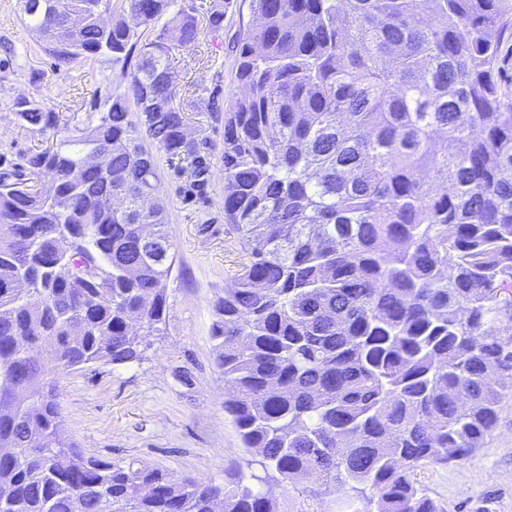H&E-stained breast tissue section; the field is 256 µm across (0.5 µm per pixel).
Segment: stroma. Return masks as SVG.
Segmentation results:
<instances>
[{"label":"stroma","instance_id":"35a3bbf8","mask_svg":"<svg viewBox=\"0 0 512 512\" xmlns=\"http://www.w3.org/2000/svg\"><path fill=\"white\" fill-rule=\"evenodd\" d=\"M253 19L251 0H230L224 29L203 32L199 44L177 52L179 99L200 104L187 129L206 158L201 189L158 155L157 167L175 264L167 281L165 321L144 337L139 363H98L58 379L64 434L85 455L119 466L146 465L173 475L220 483L225 471L254 473L255 452L244 448L224 411V379L215 364L214 304L245 255L224 221V115L241 93L237 46ZM111 57L78 59L59 70L23 12L22 0H0V162L22 164L103 111L121 86ZM54 112L56 128L28 125L17 103ZM418 479L447 512H512V393L504 395L482 448L462 461L422 469ZM276 512H368L361 490L337 489L333 478L293 481L269 473L257 482Z\"/></svg>","mask_w":512,"mask_h":512}]
</instances>
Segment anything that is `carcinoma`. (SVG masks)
<instances>
[{
    "label": "carcinoma",
    "instance_id": "cac0c4a2",
    "mask_svg": "<svg viewBox=\"0 0 512 512\" xmlns=\"http://www.w3.org/2000/svg\"><path fill=\"white\" fill-rule=\"evenodd\" d=\"M119 2L24 8L60 69L139 60L100 115L0 168V512H212L218 496L274 512L240 471L221 485L126 468L62 437L57 377L141 360V332L164 321L155 153L194 187L208 172L185 134L195 100L166 80L199 40L195 5ZM228 5L213 0L211 32ZM252 9L221 146L224 217L248 256L214 305L224 411L266 473L367 487L372 512H445L417 472L481 447L512 391V95L497 79L512 0Z\"/></svg>",
    "mask_w": 512,
    "mask_h": 512
}]
</instances>
